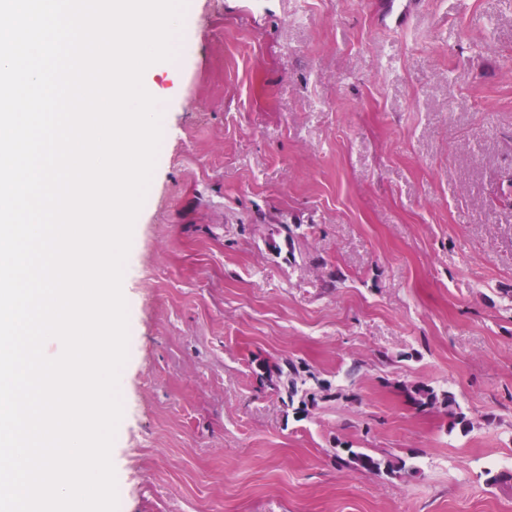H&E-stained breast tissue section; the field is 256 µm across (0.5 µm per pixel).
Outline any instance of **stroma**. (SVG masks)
Listing matches in <instances>:
<instances>
[{
	"mask_svg": "<svg viewBox=\"0 0 512 512\" xmlns=\"http://www.w3.org/2000/svg\"><path fill=\"white\" fill-rule=\"evenodd\" d=\"M374 2L188 0L190 49L149 74L118 512H512V0L400 31ZM286 358L347 398L286 414L253 372ZM399 390L417 409H446L454 425L470 426L466 414L461 410L455 395L448 389H439L425 383H402ZM347 457L335 454L336 465L340 468L352 470H364L375 474L397 475L405 473L406 462L402 459H390L388 457H377L363 451H354L347 448Z\"/></svg>",
	"mask_w": 512,
	"mask_h": 512,
	"instance_id": "stroma-1",
	"label": "stroma"
}]
</instances>
